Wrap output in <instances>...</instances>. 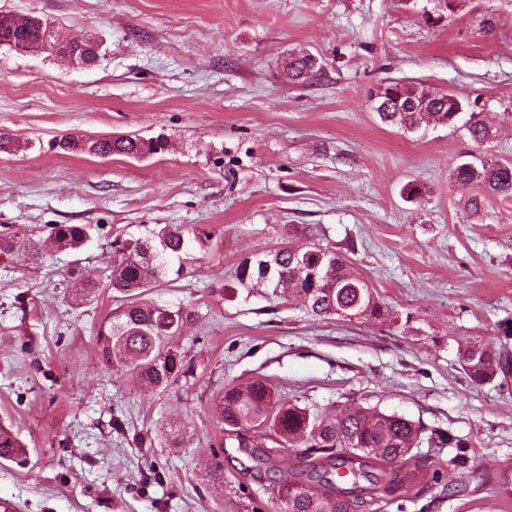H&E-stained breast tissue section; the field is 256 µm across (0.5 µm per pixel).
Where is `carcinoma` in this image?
Returning a JSON list of instances; mask_svg holds the SVG:
<instances>
[{
  "mask_svg": "<svg viewBox=\"0 0 512 512\" xmlns=\"http://www.w3.org/2000/svg\"><path fill=\"white\" fill-rule=\"evenodd\" d=\"M42 18H27L26 26L6 22L0 16V45L13 47L20 42L44 50ZM322 70L309 53L288 55L286 74L291 81H306ZM384 93L400 103L398 112H380L382 122L410 132L430 123L454 126L462 115V124L470 141L482 146L490 138L489 128L475 111L478 102H465L450 91H432L425 86L390 81ZM54 148L63 152L77 149L100 157L113 154L129 158L156 155L166 149L161 139L111 137L90 142L65 136ZM455 180L473 185L486 196L512 197V163L476 156L456 165ZM87 224H54L48 236L36 241L17 240V235L0 233V254L12 258L22 255L37 261L49 249L77 250L89 238ZM200 237L168 225L148 229L139 237L117 240L112 256L109 287L122 295V303L108 315L97 334L102 358L116 371L134 375L148 389H160L173 377L179 352V338L191 321V312L161 306L144 296L162 281L169 263L184 262ZM273 271L263 278L261 268L241 259L233 284L224 286L256 288L300 301L313 316L382 319L388 307L366 278L356 273L350 261L335 251L312 243L286 245L271 252ZM462 368L474 384H484L512 373V359L493 351L491 343L470 339L458 346ZM218 410L224 431L236 438L238 447H252L258 463L270 460L266 441L283 448H304L305 464L296 473L280 479L277 496L283 512H363V507L378 502L395 485L415 479L402 472L406 456L422 432L421 426L396 414L365 407H349L333 413L283 402L263 380L228 386L219 397ZM262 430L259 441H248L246 432ZM26 454L21 441L0 425V460L12 461ZM349 466L351 474L341 477L337 470ZM358 476L370 483L359 490L343 484Z\"/></svg>",
  "mask_w": 512,
  "mask_h": 512,
  "instance_id": "1",
  "label": "carcinoma"
}]
</instances>
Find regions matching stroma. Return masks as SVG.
Here are the masks:
<instances>
[{"label":"stroma","mask_w":512,"mask_h":512,"mask_svg":"<svg viewBox=\"0 0 512 512\" xmlns=\"http://www.w3.org/2000/svg\"><path fill=\"white\" fill-rule=\"evenodd\" d=\"M426 0H0L101 42L87 67L0 46V232L46 236L90 224L75 252L0 258V423L27 449L0 460L17 512H281L280 448L257 464L228 437L224 386L262 379L283 401L397 413L450 437L421 441L419 480L384 512H512V377L471 384L468 338L512 353V197L452 176L467 154L512 163V0H455L439 26ZM291 52L322 71L288 80ZM421 81L480 99L492 137L381 122V81ZM163 137L133 160L63 153V136ZM416 187L404 199L405 185ZM210 234L180 278L148 297L188 308L179 346L191 375L149 390L102 361L96 331L120 303L108 286L116 238L155 226ZM346 256L393 321L319 319L255 290L226 298L240 259L282 242ZM88 301L70 298L75 276ZM411 314L404 323L403 314ZM465 491L454 492L460 479Z\"/></svg>","instance_id":"stroma-1"}]
</instances>
